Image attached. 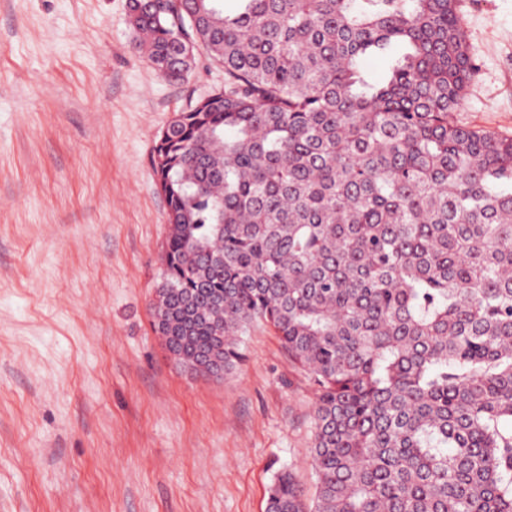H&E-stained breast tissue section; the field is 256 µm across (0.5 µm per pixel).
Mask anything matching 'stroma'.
I'll return each mask as SVG.
<instances>
[{
	"label": "stroma",
	"mask_w": 512,
	"mask_h": 512,
	"mask_svg": "<svg viewBox=\"0 0 512 512\" xmlns=\"http://www.w3.org/2000/svg\"><path fill=\"white\" fill-rule=\"evenodd\" d=\"M127 0H0V512H265L316 474L314 391L254 323L224 378L152 327L168 235L152 156L224 85L162 79ZM477 75L458 122L512 136V0H459Z\"/></svg>",
	"instance_id": "35a3bbf8"
}]
</instances>
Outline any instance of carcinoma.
<instances>
[{"mask_svg":"<svg viewBox=\"0 0 512 512\" xmlns=\"http://www.w3.org/2000/svg\"><path fill=\"white\" fill-rule=\"evenodd\" d=\"M127 9L163 78L224 67L157 140L153 329L227 373L263 321L314 386L312 504L282 473L266 512H512V137L452 119L458 0Z\"/></svg>","mask_w":512,"mask_h":512,"instance_id":"carcinoma-1","label":"carcinoma"}]
</instances>
